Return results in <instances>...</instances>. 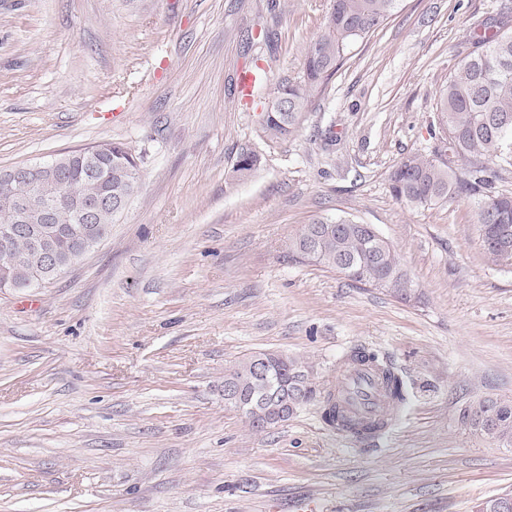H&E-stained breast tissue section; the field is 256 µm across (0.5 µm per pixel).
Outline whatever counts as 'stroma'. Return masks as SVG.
<instances>
[{"instance_id":"1","label":"stroma","mask_w":512,"mask_h":512,"mask_svg":"<svg viewBox=\"0 0 512 512\" xmlns=\"http://www.w3.org/2000/svg\"><path fill=\"white\" fill-rule=\"evenodd\" d=\"M329 0H0V170L122 142L142 155L109 236L55 282L0 291V512H471L512 493V448L464 408L512 398V267L470 202L411 207L389 174L440 146V87L512 0H400L310 91L287 138L261 115L304 79ZM267 81L240 106V70ZM260 163L241 177V148ZM373 225L409 302L302 263L317 219ZM402 376L390 431L318 404L264 432L224 373L274 351L321 392L355 348ZM321 403L323 418L327 423L357 438L374 436L383 424V418L364 420L346 416L342 410V397L339 392L336 395L328 392Z\"/></svg>"}]
</instances>
